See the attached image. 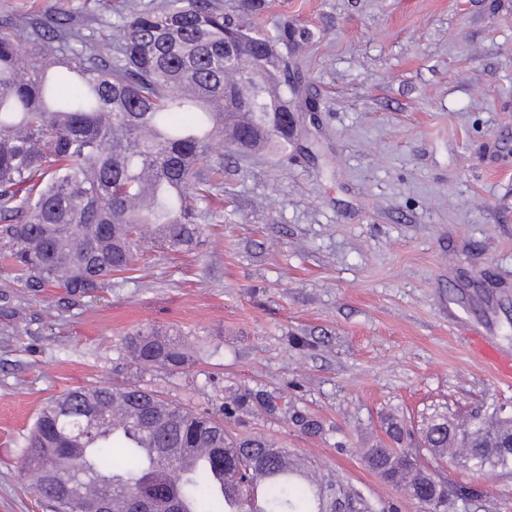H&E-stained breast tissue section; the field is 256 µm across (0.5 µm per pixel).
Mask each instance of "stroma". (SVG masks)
Returning a JSON list of instances; mask_svg holds the SVG:
<instances>
[{
  "instance_id": "obj_1",
  "label": "stroma",
  "mask_w": 512,
  "mask_h": 512,
  "mask_svg": "<svg viewBox=\"0 0 512 512\" xmlns=\"http://www.w3.org/2000/svg\"><path fill=\"white\" fill-rule=\"evenodd\" d=\"M287 27L296 115L287 155L225 153L207 242L149 244L96 303L31 293L0 264V512H47L20 472L34 421L78 386L135 384L222 416L340 473L376 505L424 512L364 466L398 419L512 403L468 354L478 329L512 353V0H220ZM122 0H0V19L102 30ZM190 334L185 372L122 363L141 324ZM319 422L296 426L293 411ZM512 512V475L424 457Z\"/></svg>"
}]
</instances>
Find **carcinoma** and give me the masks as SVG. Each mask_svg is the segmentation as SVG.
Returning <instances> with one entry per match:
<instances>
[{
    "label": "carcinoma",
    "mask_w": 512,
    "mask_h": 512,
    "mask_svg": "<svg viewBox=\"0 0 512 512\" xmlns=\"http://www.w3.org/2000/svg\"><path fill=\"white\" fill-rule=\"evenodd\" d=\"M103 34L58 18L0 24V257L31 292L47 285L94 302L143 254V226L159 242L191 252L206 241L201 223L224 191V137L230 150L286 153L288 27L276 38L224 15L216 0L134 3ZM186 113L188 118L178 119ZM123 351L141 369L177 371L189 362L180 331L156 325L125 338ZM127 411L116 428L114 395ZM154 393L137 385L78 387L40 411L23 473L49 512H61L58 491L44 486L49 461L70 476L86 475L87 500L121 499L139 512L178 492L191 512H393L370 503L339 473L314 476L285 468L287 449L263 436L232 437L224 421L168 404L161 430ZM141 442L158 448H207L224 470L240 506L231 508L211 470L185 472L176 460L149 471ZM425 449L475 471L512 474V414L496 403L468 423L432 421ZM418 448H366L363 462L384 482L448 512L434 472L416 462ZM264 473L261 505L249 507Z\"/></svg>",
    "instance_id": "carcinoma-1"
}]
</instances>
